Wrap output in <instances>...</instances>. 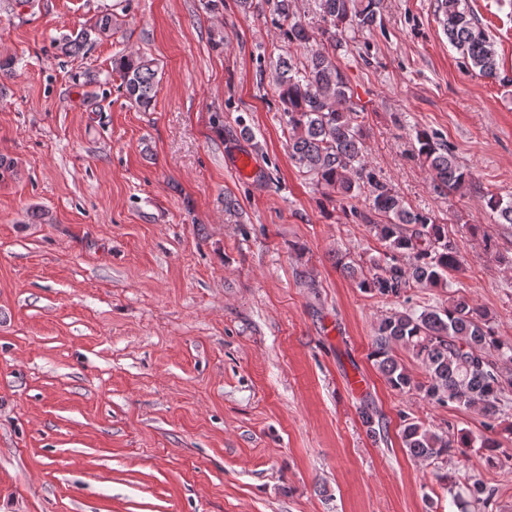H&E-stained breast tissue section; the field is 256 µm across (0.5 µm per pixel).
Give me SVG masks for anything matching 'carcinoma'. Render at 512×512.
<instances>
[{
    "label": "carcinoma",
    "mask_w": 512,
    "mask_h": 512,
    "mask_svg": "<svg viewBox=\"0 0 512 512\" xmlns=\"http://www.w3.org/2000/svg\"><path fill=\"white\" fill-rule=\"evenodd\" d=\"M239 2L248 11L272 5L285 26L288 44L301 50L278 57L272 73L291 159L343 199L368 191V208L356 212V217L382 242L384 262L365 268L339 258L337 267L356 279L364 292L382 296L397 298L409 288L451 287L449 277L461 271L462 261L448 241V227L406 206L391 187L367 170L363 132L352 118L357 106L343 71L336 65V49L342 46L346 32L377 26L379 0H321L320 50L308 49L314 31L294 12L292 0ZM438 10L443 32L463 56L466 68L486 78H498L494 40L467 0H438ZM111 35L112 14L101 13L75 36L65 38L62 49L78 53L85 45ZM112 67L119 73L124 96L141 108H149L158 85L153 61L126 54L114 60ZM416 142L417 159L429 170L434 190L445 193L465 185L468 173L448 145L425 131L416 134ZM486 207L494 223L512 224V197L492 194ZM398 342L412 351L424 370V379L408 374L394 350ZM371 357L392 390L415 392L439 405L477 406L484 417L486 433L478 438L467 430L446 438L419 420H405L401 438L413 457L434 461L463 456L477 442L491 450L500 447L492 433L501 398L512 390V345L497 336L488 312L468 296L456 290L440 306L398 310L381 318L375 327ZM359 415L371 437H376L374 403L363 399ZM490 497L479 480L457 492L462 504L468 498L486 503Z\"/></svg>",
    "instance_id": "obj_1"
}]
</instances>
